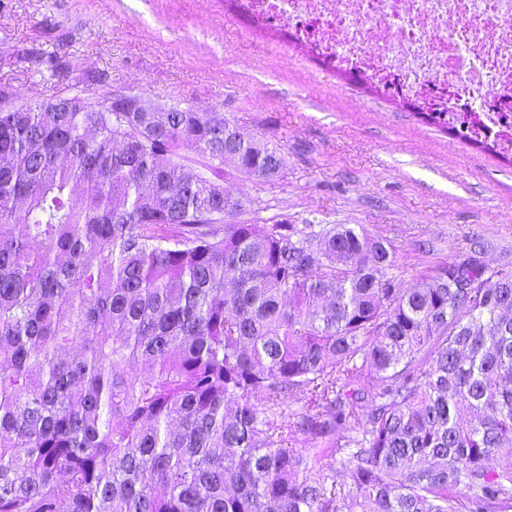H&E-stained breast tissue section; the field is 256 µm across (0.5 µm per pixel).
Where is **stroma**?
Instances as JSON below:
<instances>
[{"label":"stroma","instance_id":"1","mask_svg":"<svg viewBox=\"0 0 512 512\" xmlns=\"http://www.w3.org/2000/svg\"><path fill=\"white\" fill-rule=\"evenodd\" d=\"M52 52L68 80L44 79L37 59ZM1 84L18 104L129 91L220 113L285 158L268 180L226 176L242 221L359 225L392 247L397 287L471 258L512 268L511 162L326 69L225 0H0Z\"/></svg>","mask_w":512,"mask_h":512}]
</instances>
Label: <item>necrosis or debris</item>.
<instances>
[{"label":"necrosis or debris","mask_w":512,"mask_h":512,"mask_svg":"<svg viewBox=\"0 0 512 512\" xmlns=\"http://www.w3.org/2000/svg\"><path fill=\"white\" fill-rule=\"evenodd\" d=\"M303 51L512 153V0H237Z\"/></svg>","instance_id":"1"}]
</instances>
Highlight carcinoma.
<instances>
[{"mask_svg":"<svg viewBox=\"0 0 512 512\" xmlns=\"http://www.w3.org/2000/svg\"><path fill=\"white\" fill-rule=\"evenodd\" d=\"M12 104L0 512L512 509V269L397 288L352 225L224 223V173L284 157L215 112Z\"/></svg>","mask_w":512,"mask_h":512,"instance_id":"carcinoma-1","label":"carcinoma"}]
</instances>
